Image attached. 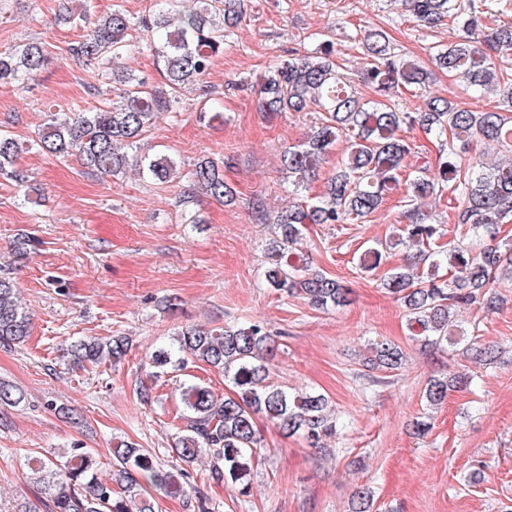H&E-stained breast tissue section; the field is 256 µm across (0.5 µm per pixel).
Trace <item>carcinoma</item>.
<instances>
[{"mask_svg": "<svg viewBox=\"0 0 512 512\" xmlns=\"http://www.w3.org/2000/svg\"><path fill=\"white\" fill-rule=\"evenodd\" d=\"M404 2L421 25L435 28L448 22L464 32L458 41L437 51L440 69L462 78L475 93L500 95L512 103V69L507 67L512 58L511 23H498L495 14L477 10L473 0ZM244 13L245 0H195V8L185 12L178 9V0H155L154 9L136 22L117 5L94 18L83 14L87 33L70 45L69 54L96 62L112 82L116 99L93 111L75 109L61 122L53 117L36 137L25 141L1 129L0 176L21 186L27 183L15 162L20 154L35 150L56 158L74 157L101 176L115 177L132 167L145 181L169 183L178 167L173 157L131 154L129 150L159 115L173 110L182 88L202 81L213 59L224 52V31L237 25ZM135 32L153 52L164 82L150 84L117 66ZM363 47L367 60L363 80L377 95L375 99L365 101L349 89L329 43L276 62L257 91L264 112L316 114L307 140L284 147L280 155L293 193L308 188L336 141L350 142L349 152L327 180L324 192L294 202L277 216L279 234L269 243L265 285L290 296L300 295L319 310L346 305V288L334 278L310 271L302 252L306 225L363 219L401 188L409 203L447 192L462 202L455 238L443 241V233L427 223V215L411 207L397 244L408 242L416 247V261L408 271L392 270L383 285L403 302L412 340L426 348L460 345L462 352L480 362L488 350L468 343L464 335L448 334V328L461 307L497 309L499 297L489 289L512 273L511 240L481 244L483 234L492 235L499 225L512 221V163L490 165L467 156V150L476 141L512 154V114L461 107L429 95L427 70L392 53L383 30H367ZM44 61L40 42L0 51V85L19 82L40 70ZM404 93L423 98L424 109L415 114L396 109L392 98ZM415 123L439 140V150L435 162L418 160L408 172L405 160L419 152L399 131ZM184 178L179 195L184 207L195 204L200 196L218 203L233 199L220 161L203 159ZM445 263L455 274L443 280L438 271ZM423 266L427 270H421ZM15 295L12 279L0 275V345L21 344L31 335L30 315ZM271 343L267 325L252 320L218 331L193 327L179 333L172 345L155 350L149 358L151 379L184 371L189 363L200 361L223 373L233 393L218 396L206 385L185 382L181 405L187 425L179 431L174 448L183 467L167 469L122 441L112 462L122 487L119 494L98 479L91 449L44 450L36 472L51 512H153L157 497L183 490L181 479L188 475L187 468L206 451L213 459L215 480L239 482L260 454L256 414L320 447L322 438L335 434L341 422L329 409L326 396L290 392L269 381L266 355ZM127 351L124 336L86 337L71 343L64 357L73 367L85 370L107 361L119 362ZM370 353L375 366L393 369L402 364L401 349L388 341L371 344ZM470 382L464 372L432 378L425 386V399L438 406L448 392ZM25 399L22 389L0 381V405H18Z\"/></svg>", "mask_w": 512, "mask_h": 512, "instance_id": "carcinoma-1", "label": "carcinoma"}]
</instances>
